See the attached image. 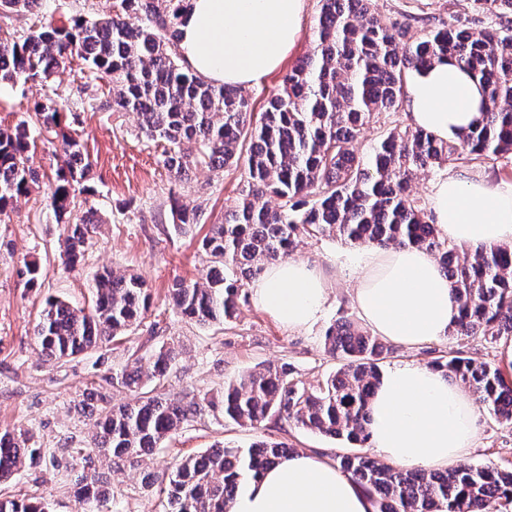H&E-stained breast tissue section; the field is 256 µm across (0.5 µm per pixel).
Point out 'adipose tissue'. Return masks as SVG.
<instances>
[{
    "label": "adipose tissue",
    "mask_w": 512,
    "mask_h": 512,
    "mask_svg": "<svg viewBox=\"0 0 512 512\" xmlns=\"http://www.w3.org/2000/svg\"><path fill=\"white\" fill-rule=\"evenodd\" d=\"M305 7L306 0H188L179 27L182 60L215 84H258L294 46ZM483 103L479 83L450 62L435 64L409 89L414 126L444 140L469 127ZM430 208L449 241L472 249L512 243V180L449 173L433 185ZM357 266L354 299L374 335L403 347L447 335L458 309L443 270L427 252L365 247ZM253 295L291 329L314 324L326 303L320 275L294 260L267 266ZM370 408L369 444L398 467L455 465L476 440L468 393L427 366L395 365ZM232 512H372V505L335 464L298 453L248 480Z\"/></svg>",
    "instance_id": "adipose-tissue-1"
}]
</instances>
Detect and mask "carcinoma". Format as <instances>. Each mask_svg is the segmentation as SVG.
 <instances>
[{"instance_id": "obj_1", "label": "carcinoma", "mask_w": 512, "mask_h": 512, "mask_svg": "<svg viewBox=\"0 0 512 512\" xmlns=\"http://www.w3.org/2000/svg\"><path fill=\"white\" fill-rule=\"evenodd\" d=\"M43 0H0V19L39 12ZM317 41L273 94L258 122L240 87L214 84L185 69L178 50L186 0H120L108 17L79 15L69 26L42 20L23 33L0 31V83L20 76L47 81L76 57L112 82V109L137 115L145 136L164 144V163L180 177L190 166L222 169L247 154L236 207L224 223L211 226L202 248L213 266L201 281H176L169 298L182 318L199 325L235 316L244 288L265 267L291 255L305 237L333 236L380 249L414 246L433 255L459 306L450 330L458 340L512 336V245L473 251L448 242L412 193L418 170L449 163H480L512 157V0H475L491 22L480 29L441 23L413 39L410 24L385 22L371 0H320ZM450 59L482 84L488 103L472 126L453 142L415 128L387 131L371 159L352 149L360 128L396 109L403 77L435 61ZM64 104L52 96L34 103L14 127L0 128V216L35 181L31 132L60 126ZM196 146L194 158L182 149ZM63 160L51 187L57 219L71 215L76 192L89 170L76 138H62ZM280 199L273 208L269 198ZM172 218L195 224L199 215L171 197ZM94 224L91 215L66 224L64 265L79 266ZM45 272L25 261L18 276L35 288ZM91 311L49 297L33 336L40 355L65 361L110 343L136 324L149 293L138 275L104 269L94 274ZM324 348L340 360L335 373L307 384L290 365H266L224 385L221 400L185 394L161 397L147 389L161 383L176 359L159 347L151 369L126 364L93 385L78 403L94 417L90 446L60 447L57 464L77 460L78 496L84 512H102L112 483L98 466L100 456L120 468L139 469L147 456L205 413L220 409L239 426L268 418L332 437L348 447L334 461L371 502L373 512H498L512 500V460L448 469L400 468L364 452L368 407L381 379V363L394 348L343 317L324 334ZM433 369L467 388L501 424L512 425V380L489 362L450 349ZM122 387L132 401L109 406L107 388ZM27 431L0 432V482L20 465L38 462L43 449ZM284 442L258 441L246 448H215L181 460L165 478L162 512H230L249 479L292 457ZM0 512H48L30 498L0 499Z\"/></svg>"}]
</instances>
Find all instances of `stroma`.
Listing matches in <instances>:
<instances>
[{
	"label": "stroma",
	"mask_w": 512,
	"mask_h": 512,
	"mask_svg": "<svg viewBox=\"0 0 512 512\" xmlns=\"http://www.w3.org/2000/svg\"><path fill=\"white\" fill-rule=\"evenodd\" d=\"M116 4L117 0H43L39 15L66 25L78 14L109 15ZM320 7V0H307L296 48L262 83L248 88L254 113L263 111L288 70L312 50ZM371 9L383 20L410 23L417 36L438 21L478 28L486 20L473 0H373ZM36 16L13 14L11 25L18 30L28 28ZM109 88L107 80L90 76L77 59L46 82L21 77L0 84L2 128L15 126L44 96L56 93L66 100L68 110L62 125L83 143L95 189L80 209L93 211L98 227L88 242L84 264L76 270L67 271L61 265L63 227L47 202L48 185L61 154L59 143L37 138L32 166L38 179L0 222V431L27 429L44 451L37 464L22 467L9 482L0 484V492L11 497H45L49 512H80L74 475L56 466L52 456L67 440L76 448L86 446L93 418L79 413L76 405L90 382L110 375L130 357L146 363L158 347L175 348L177 366L161 389L162 394L171 396L222 395L225 382L269 362L291 364L300 379L314 384L339 366L324 349L327 327L342 317L360 318L352 293L356 273L345 265L359 247L328 236L305 239L293 254L295 260L320 272L328 289L323 314L312 326L285 328L252 299L223 323L201 326L181 318L169 301L168 288L173 281L189 282L206 275L210 259L201 241L211 225L223 222L225 210L235 206L244 168L233 165L215 171L194 166L183 177H174L164 165L161 146L138 135L136 115L106 107ZM409 125L407 104L380 114L365 125L355 141L356 153L369 156L382 131ZM451 171L511 180L512 159H487L477 166L452 163L418 172L411 186L422 206L430 204L433 183ZM173 195L198 211L197 224L183 229L174 226L169 208ZM26 260L37 261L46 269L40 287H25L17 277V268ZM105 266L139 274L147 281L151 298L139 323L122 339L68 362L42 361L33 327L45 299L60 297L75 306L90 307L92 278ZM457 346L477 360H498V342L477 339L460 343L447 335L412 349L395 348L384 365L389 368L411 361L426 365L434 351ZM476 424L477 438L468 462L512 459V425L496 422L483 409L476 412ZM259 438L285 441L296 452L329 458L340 446L332 438L272 419L254 428L241 427L225 421L217 411L181 429L152 456L149 466L162 472L182 457L204 454L213 446L245 447ZM99 467L110 475L111 512H160L158 497L144 490L140 472L113 470L106 460L100 461Z\"/></svg>",
	"instance_id": "35a3bbf8"
}]
</instances>
